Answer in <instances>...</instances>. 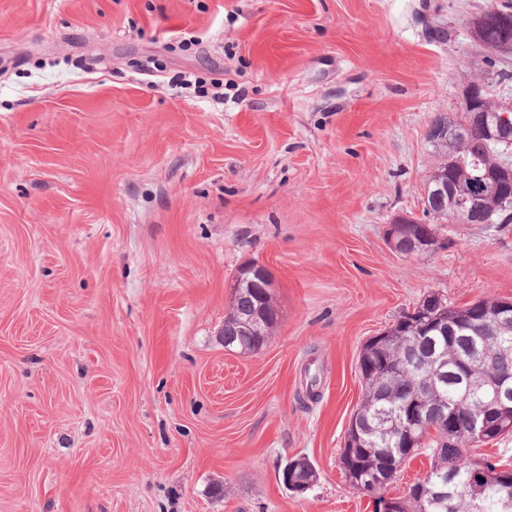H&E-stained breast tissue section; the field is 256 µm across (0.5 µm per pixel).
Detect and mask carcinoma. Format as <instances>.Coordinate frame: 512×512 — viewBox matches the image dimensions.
Wrapping results in <instances>:
<instances>
[{"label":"carcinoma","instance_id":"carcinoma-1","mask_svg":"<svg viewBox=\"0 0 512 512\" xmlns=\"http://www.w3.org/2000/svg\"><path fill=\"white\" fill-rule=\"evenodd\" d=\"M502 23L487 25L475 37L478 46L486 53L501 61H512V52L505 50L509 40L504 21H512V0H502L495 7ZM438 163L428 182L435 183L448 177V167L465 165L486 170L494 168L507 158L495 147L475 152L468 143L451 138L433 144ZM489 210L494 212L497 224H512V206L504 207L491 198ZM261 294L258 288H241L235 308L224 318V347L242 354L254 353L265 344V337L256 336L249 326V317ZM469 305L451 307L440 296L425 297L412 315L405 314L394 325L395 338L380 339L374 345L365 347L373 369L360 375L362 397L356 408L357 418L366 426L362 447L348 451L346 463L363 471L376 469L381 455L388 448L396 447L400 430L395 416L401 404L398 390H416L428 376H434L439 396L443 400L456 402L464 400V411L459 416L461 432L459 447L454 450L441 448L442 414L436 413L431 419L432 432L428 433L418 449H427L430 468L425 476L408 487V493L400 501V512H471L469 490L475 483L485 486L483 512H503L502 500L505 497L500 484L489 481L476 471L470 458V434L467 413L483 407L488 399L487 389L463 398L465 384L461 377L464 362L470 357L465 341L451 342L441 326L450 323H465ZM479 348L493 355L504 344L512 346V332L497 336L487 331L481 332ZM398 366V375L388 376L382 367L389 363ZM483 373L493 377L499 373L512 374V356L493 359ZM453 478V498L428 495V491L441 489L442 482Z\"/></svg>","mask_w":512,"mask_h":512}]
</instances>
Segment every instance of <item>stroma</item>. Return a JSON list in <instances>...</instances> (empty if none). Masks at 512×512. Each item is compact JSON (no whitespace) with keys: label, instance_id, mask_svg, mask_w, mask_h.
<instances>
[{"label":"stroma","instance_id":"1","mask_svg":"<svg viewBox=\"0 0 512 512\" xmlns=\"http://www.w3.org/2000/svg\"><path fill=\"white\" fill-rule=\"evenodd\" d=\"M498 2L0 0V512H374L339 465L363 344L512 299V224L386 243L457 73L512 101L470 33ZM256 262L278 325L232 353ZM245 274H252L250 275L252 279L248 280L247 276L243 277ZM255 278L263 281V283L259 284L264 295H273L275 283L268 266L263 263L256 262L248 266V268L238 276V281L236 280L231 295V306L235 303V299L237 297V283L238 288H241L245 281H247L249 284L258 282L255 280ZM260 294V288H245V284H243L242 288L240 289L234 310L232 311L230 308L229 312L224 318V330L220 335L224 336V348H226V350H229L227 349V347H229L231 350L242 354L254 353L260 350L266 343L265 336L272 335L276 325H262L267 318L266 309L262 302L258 304L254 313L252 314L254 306H256L257 302H259ZM250 316L252 323L251 326H255L253 327V331L258 336L254 335L252 329L249 326L248 320ZM263 328H265V331H262ZM292 461H287L281 472V480L285 488H289L295 493H303L313 486L319 479V474L316 471L312 472H297L296 470L291 471L288 465Z\"/></svg>","mask_w":512,"mask_h":512}]
</instances>
